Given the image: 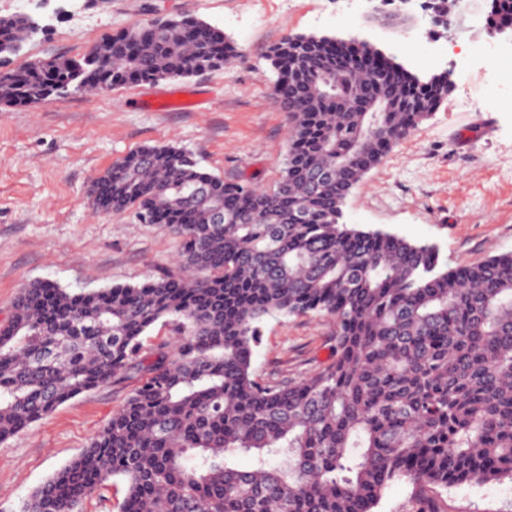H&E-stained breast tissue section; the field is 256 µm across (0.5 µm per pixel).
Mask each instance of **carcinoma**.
Here are the masks:
<instances>
[{
  "label": "carcinoma",
  "mask_w": 512,
  "mask_h": 512,
  "mask_svg": "<svg viewBox=\"0 0 512 512\" xmlns=\"http://www.w3.org/2000/svg\"><path fill=\"white\" fill-rule=\"evenodd\" d=\"M486 25L512 30V0ZM35 26L0 18V52ZM234 44L192 16L140 25L79 58L0 71V105L227 64ZM291 133L271 188L226 181L186 149L142 146L91 186L180 242L179 266L140 285L25 284L0 326V442L116 378L134 388L22 512H79L111 481L118 512H375L406 478L428 492L512 480V252L442 270L434 246L342 222L353 187L447 98L366 41L295 34L268 52ZM224 212V223L215 213ZM310 313L330 361L298 382L252 368L261 325ZM161 325L175 338L145 344ZM250 456L248 469L233 465Z\"/></svg>",
  "instance_id": "cac0c4a2"
}]
</instances>
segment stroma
<instances>
[{
	"label": "stroma",
	"instance_id": "obj_1",
	"mask_svg": "<svg viewBox=\"0 0 512 512\" xmlns=\"http://www.w3.org/2000/svg\"><path fill=\"white\" fill-rule=\"evenodd\" d=\"M447 2L451 25L433 0L389 10L378 0H0V18L36 24L17 54L0 57V70L82 56L105 36L164 14L204 20L238 49L223 69L186 79L0 106V325L31 281L80 292L177 272L175 238L131 210L96 212L89 199L92 181L131 150L173 144L225 180L272 186L290 123L267 53L299 33L368 41L424 80L450 74L441 106L354 187L344 222L432 244L452 267L512 251V34L488 31V0ZM332 336L324 315L267 319L253 358L257 378L311 375L327 363ZM133 386L112 381L0 442V512H20ZM437 498L441 512H512V481L441 488Z\"/></svg>",
	"mask_w": 512,
	"mask_h": 512
}]
</instances>
